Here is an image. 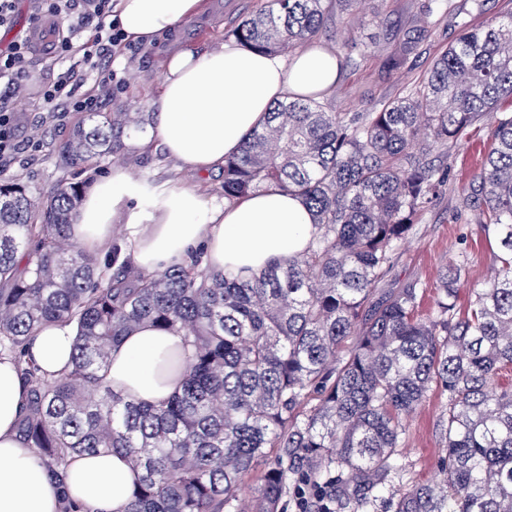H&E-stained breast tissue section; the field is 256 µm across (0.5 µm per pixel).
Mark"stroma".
<instances>
[{
    "label": "stroma",
    "mask_w": 512,
    "mask_h": 512,
    "mask_svg": "<svg viewBox=\"0 0 512 512\" xmlns=\"http://www.w3.org/2000/svg\"><path fill=\"white\" fill-rule=\"evenodd\" d=\"M268 4L269 0H209L205 13L180 26L175 41L198 51L213 47L243 20L264 12ZM429 5L430 0H359L353 10H332L324 20L317 45L334 53L343 51L345 28L351 25L369 50L364 54L352 50L351 61L342 69L336 92L325 99V106L336 112H368L422 81L434 58L458 34L454 19L442 13L429 14ZM415 25L423 29L417 53L401 67H392V59L400 55L408 32ZM171 41L165 37L149 45L140 44L135 52L126 51L116 58L114 68L124 78L125 87L111 102L103 104V111L140 112L147 116L154 112L163 60ZM14 107L20 120L19 135L28 136L31 123L41 122L42 144L30 150L27 164L0 175L23 184L32 197H41L58 184L74 180L90 186L95 178L108 175L113 166L119 165L147 185L197 187L216 200L224 198L221 172L197 176L182 170L177 161L157 147L141 151L129 146L74 173L61 164L59 150L72 128L83 120V113L71 112L56 118L41 112L33 98L15 100ZM494 121V115L482 116L456 143L436 151L435 160L447 168L448 179L393 255L387 274L376 285L377 293L414 283L423 291L422 310H429L439 271L449 259L459 256L467 273L461 280L457 305L464 308L470 301L471 288L495 275L499 249L494 240L484 237L473 211L466 205L470 187L480 173V159ZM447 413L448 396L437 390L429 393L404 420L397 448L401 469L392 480L393 489L405 490L436 476L438 462L447 453Z\"/></svg>",
    "instance_id": "35a3bbf8"
}]
</instances>
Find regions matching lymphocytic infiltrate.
<instances>
[{
    "mask_svg": "<svg viewBox=\"0 0 512 512\" xmlns=\"http://www.w3.org/2000/svg\"><path fill=\"white\" fill-rule=\"evenodd\" d=\"M24 4L49 55L56 59L80 56L82 66L58 70L39 82L34 75L38 52L30 36L19 35L0 46V86L7 90L0 95V171L24 162L29 149L41 140L36 127L26 139L17 140L11 99L37 96L42 111L62 117L98 111L124 85L113 68L124 38L110 21L112 0H0V28H13ZM84 32L90 38L83 42L79 36Z\"/></svg>",
    "mask_w": 512,
    "mask_h": 512,
    "instance_id": "1",
    "label": "lymphocytic infiltrate"
}]
</instances>
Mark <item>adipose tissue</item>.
Instances as JSON below:
<instances>
[{
	"label": "adipose tissue",
	"mask_w": 512,
	"mask_h": 512,
	"mask_svg": "<svg viewBox=\"0 0 512 512\" xmlns=\"http://www.w3.org/2000/svg\"><path fill=\"white\" fill-rule=\"evenodd\" d=\"M204 7V0H112V21L126 39L148 43L175 32ZM338 72L336 55L312 45L288 60L233 41L203 52L174 50L165 60L148 137L182 168L208 174L238 153L276 102L332 96ZM117 224L124 225L143 271L182 265L199 249L210 267L244 277L302 254L313 232L300 197L268 190L219 205L196 188L137 183L121 167L84 195L72 225L76 243L104 254ZM75 342L74 326L50 324L29 353L58 377L71 366ZM190 354L180 333L145 323L113 348L104 378L122 394L157 404L180 390ZM22 393L13 363L0 361V512H58L56 485L16 431ZM133 484L129 464L116 454L84 455L71 464L69 493L92 512H121Z\"/></svg>",
	"instance_id": "1"
}]
</instances>
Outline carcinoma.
Returning a JSON list of instances; mask_svg holds the SVG:
<instances>
[{
    "mask_svg": "<svg viewBox=\"0 0 512 512\" xmlns=\"http://www.w3.org/2000/svg\"><path fill=\"white\" fill-rule=\"evenodd\" d=\"M333 0H270L232 40L293 50L322 30ZM486 0H432L460 18L458 38L421 83L373 112H332L313 99L277 103L224 160V199L278 190L302 197L313 232L303 254L241 279L201 266L150 274L127 247L101 261L71 238L79 183L35 199L0 179V358L26 388L24 445L63 486L73 459L128 457L138 478L123 512H238L243 479L273 448L313 484L334 481L339 509L361 512L388 485L404 419L434 389L448 393L440 478L391 492V512H512V111L498 113L466 205L498 244L494 277L456 308L464 264L438 277L431 313L409 284L374 299L391 258L444 181L437 148L475 117L512 103V16L480 25ZM91 122L85 127V122ZM60 148L66 165L124 146L145 122L89 112ZM52 322H74L70 369L58 378L25 359ZM149 323L192 348L182 390L159 404L112 389L99 372L112 347ZM351 335L355 345L342 353ZM316 397L310 411L305 402ZM287 471H265L252 512H284Z\"/></svg>",
    "mask_w": 512,
    "mask_h": 512,
    "instance_id": "1",
    "label": "carcinoma"
}]
</instances>
